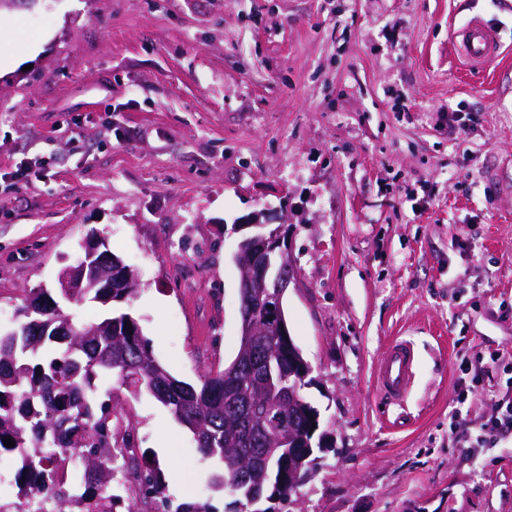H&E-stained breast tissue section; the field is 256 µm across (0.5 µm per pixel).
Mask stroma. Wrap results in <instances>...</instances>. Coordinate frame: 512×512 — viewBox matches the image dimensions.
<instances>
[{
    "label": "stroma",
    "mask_w": 512,
    "mask_h": 512,
    "mask_svg": "<svg viewBox=\"0 0 512 512\" xmlns=\"http://www.w3.org/2000/svg\"><path fill=\"white\" fill-rule=\"evenodd\" d=\"M0 37V307L105 236L195 383L239 348L238 237L284 225L283 307L330 449L281 512H512V0H35ZM480 21L498 54L468 66ZM25 170L14 181L16 170ZM415 364L401 405L376 368ZM173 503L233 499L149 394L99 382ZM412 364L413 356L408 345L403 341H393L379 366L382 391L393 396L400 395L411 378Z\"/></svg>",
    "instance_id": "obj_1"
}]
</instances>
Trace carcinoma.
Masks as SVG:
<instances>
[{
  "label": "carcinoma",
  "instance_id": "1",
  "mask_svg": "<svg viewBox=\"0 0 512 512\" xmlns=\"http://www.w3.org/2000/svg\"><path fill=\"white\" fill-rule=\"evenodd\" d=\"M128 287L105 288L85 280L55 307L46 305L44 289L32 288L17 308L16 327L0 333V455L19 461L14 476L16 500L0 512H29L43 500L56 512H100L117 480L112 454V400L96 399L95 381L118 373L127 391L146 390L194 435L201 453L220 463L211 481L238 474L258 485L263 499L288 500V464L299 467L302 454L288 461L289 447H303L311 437L318 448L322 432L312 430L313 405L302 398L276 402L263 392L264 384L288 389L294 349L281 336H262L256 355L244 361L232 385L224 369L212 367L192 385L171 375L153 356L139 321L129 313L85 322L62 302L121 303L134 298L141 283L128 266ZM282 422V435L293 429L296 440L271 456L260 425L266 419ZM12 439L8 448L4 440ZM141 494L164 508L161 474L154 468L130 472Z\"/></svg>",
  "mask_w": 512,
  "mask_h": 512
}]
</instances>
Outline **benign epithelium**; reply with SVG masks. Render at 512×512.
<instances>
[{
	"mask_svg": "<svg viewBox=\"0 0 512 512\" xmlns=\"http://www.w3.org/2000/svg\"><path fill=\"white\" fill-rule=\"evenodd\" d=\"M265 213H256L247 224H236L234 230L253 229L244 236L234 256L240 269L239 290L241 302L256 301L263 309L264 318L240 307V337L243 349L251 346L256 336H288L283 308V297L294 281L291 264L282 249L285 241L284 225L262 221Z\"/></svg>",
	"mask_w": 512,
	"mask_h": 512,
	"instance_id": "1",
	"label": "benign epithelium"
}]
</instances>
